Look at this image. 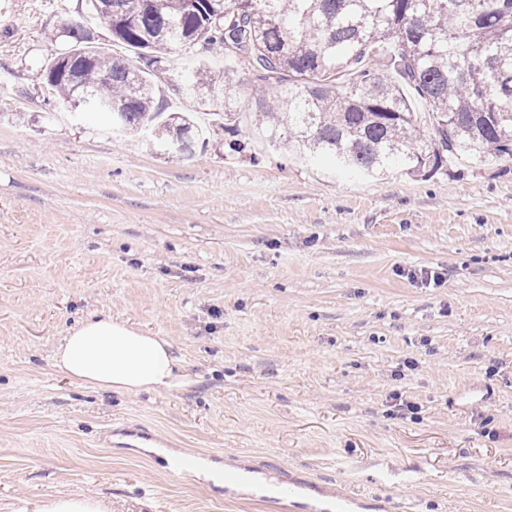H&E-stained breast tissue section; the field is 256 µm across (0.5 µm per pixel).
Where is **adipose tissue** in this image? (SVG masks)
<instances>
[{"label": "adipose tissue", "instance_id": "1", "mask_svg": "<svg viewBox=\"0 0 512 512\" xmlns=\"http://www.w3.org/2000/svg\"><path fill=\"white\" fill-rule=\"evenodd\" d=\"M52 366L71 382L96 391L167 394L181 389L185 366L165 338L107 314L73 328L53 351ZM29 512H107L105 499L46 495Z\"/></svg>", "mask_w": 512, "mask_h": 512}]
</instances>
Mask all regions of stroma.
I'll return each mask as SVG.
<instances>
[{"mask_svg": "<svg viewBox=\"0 0 512 512\" xmlns=\"http://www.w3.org/2000/svg\"><path fill=\"white\" fill-rule=\"evenodd\" d=\"M0 17V512L82 493L112 512H306L187 482L144 449L288 480L382 512H512V160L375 180L253 163L224 132L190 158L54 116L45 77L86 0ZM443 277L426 282L427 272ZM106 312L166 337L170 394L80 387L58 340Z\"/></svg>", "mask_w": 512, "mask_h": 512, "instance_id": "obj_1", "label": "stroma"}]
</instances>
